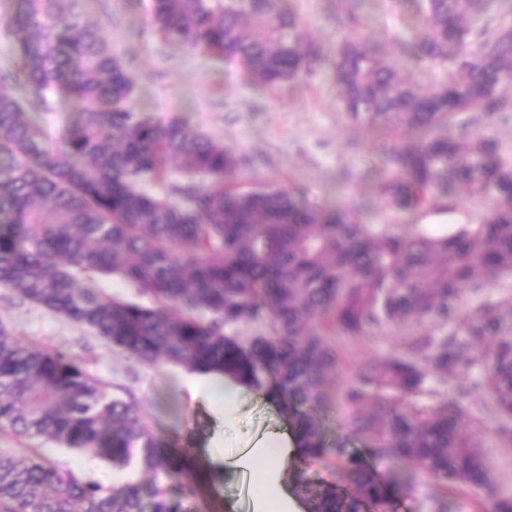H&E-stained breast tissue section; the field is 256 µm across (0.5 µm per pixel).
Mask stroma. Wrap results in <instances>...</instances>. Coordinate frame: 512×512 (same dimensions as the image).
I'll return each instance as SVG.
<instances>
[{
	"label": "stroma",
	"mask_w": 512,
	"mask_h": 512,
	"mask_svg": "<svg viewBox=\"0 0 512 512\" xmlns=\"http://www.w3.org/2000/svg\"><path fill=\"white\" fill-rule=\"evenodd\" d=\"M303 30L333 55L344 31L336 0H288ZM75 10L110 40L134 77V104L158 118L183 117L190 127L224 141L241 163L230 178L248 188L266 182L300 189L306 200L324 207H358L366 224H415L453 228L478 222L480 203L459 199L449 207L415 216L389 210L378 190L394 169L392 137L383 129L352 122L339 106L331 67L311 78L277 89L258 87L234 63L173 46L156 34L149 0H76ZM414 0H363L366 29L395 50L411 40ZM0 319L28 342L73 355L117 397L138 401L160 441L184 450L199 481L176 482L185 512H254L266 503L259 484H247L242 458L270 445L289 427L281 406L261 392L235 398L225 414L204 397L205 377L183 367L144 365L107 346L88 330L20 302L0 289ZM48 459L83 481L104 485L139 479L106 461L72 448L38 443ZM451 508L428 499L419 483L401 502L400 512H487L486 492L451 498Z\"/></svg>",
	"instance_id": "35a3bbf8"
}]
</instances>
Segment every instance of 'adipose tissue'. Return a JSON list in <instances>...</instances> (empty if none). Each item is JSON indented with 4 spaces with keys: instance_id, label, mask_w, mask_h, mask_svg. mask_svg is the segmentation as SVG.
<instances>
[{
    "instance_id": "obj_1",
    "label": "adipose tissue",
    "mask_w": 512,
    "mask_h": 512,
    "mask_svg": "<svg viewBox=\"0 0 512 512\" xmlns=\"http://www.w3.org/2000/svg\"><path fill=\"white\" fill-rule=\"evenodd\" d=\"M299 453L295 436L287 433L277 437L271 448L262 450L261 454L248 461L261 486L278 502L283 512H299L297 504L280 478L281 470Z\"/></svg>"
}]
</instances>
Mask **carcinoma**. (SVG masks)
<instances>
[{
    "mask_svg": "<svg viewBox=\"0 0 512 512\" xmlns=\"http://www.w3.org/2000/svg\"><path fill=\"white\" fill-rule=\"evenodd\" d=\"M67 0H0L32 111L0 89V288L88 329L146 365L221 374L288 409L308 512H399L370 465L428 497L487 491L484 440L512 445V149L485 128L512 112V10L505 0H420L403 46L441 72L424 86L341 19L334 79L345 112L399 137L385 206L419 213L455 196L488 209L432 231L364 224L265 183L230 188L224 143L132 104L135 82ZM172 44L240 65L274 88L315 72L319 45L287 0H151ZM69 117L53 141L35 114ZM117 277L149 303L98 288ZM389 350L361 363L348 342ZM338 410L364 444L327 439ZM0 428L151 475L108 487L43 455L0 450V512H182L178 477L135 400L111 395L69 354L31 345L0 319Z\"/></svg>",
    "mask_w": 512,
    "mask_h": 512,
    "instance_id": "1",
    "label": "carcinoma"
}]
</instances>
